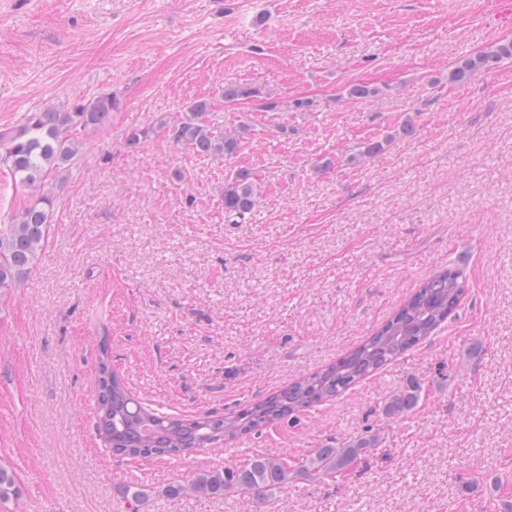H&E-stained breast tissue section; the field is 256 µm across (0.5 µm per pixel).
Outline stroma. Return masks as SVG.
Wrapping results in <instances>:
<instances>
[{
	"instance_id": "1",
	"label": "stroma",
	"mask_w": 512,
	"mask_h": 512,
	"mask_svg": "<svg viewBox=\"0 0 512 512\" xmlns=\"http://www.w3.org/2000/svg\"><path fill=\"white\" fill-rule=\"evenodd\" d=\"M497 0H0V128L116 95L111 121L50 176L47 245L0 296V512H256L169 484L257 455L298 467L370 431L368 463L299 478L271 512H512V63L464 85L459 61L512 40ZM257 90L225 105V84ZM375 88L348 97L350 85ZM205 99L231 160L174 143ZM310 100L307 108L297 107ZM415 133L402 134L404 123ZM138 151L126 146L139 129ZM381 150L358 162L364 143ZM262 195L229 222L224 186ZM469 293L437 332L354 389L220 448L119 458L95 432L98 347L149 411L224 414L336 360L435 271ZM419 383L408 416L377 413Z\"/></svg>"
}]
</instances>
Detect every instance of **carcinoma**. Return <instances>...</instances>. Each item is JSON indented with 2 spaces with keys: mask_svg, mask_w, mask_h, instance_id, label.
<instances>
[{
  "mask_svg": "<svg viewBox=\"0 0 512 512\" xmlns=\"http://www.w3.org/2000/svg\"><path fill=\"white\" fill-rule=\"evenodd\" d=\"M512 61V40H502L456 64L448 81L461 85L475 74L491 72ZM224 102L235 105L253 97V90L238 84L224 85ZM117 102L112 94L97 96L89 103H75L65 111L45 109L31 112L17 125L0 128V165L15 183L33 189L76 160L82 148L78 134L106 125ZM209 110L206 100L194 102L174 125L172 138L200 155L233 157L238 137L215 135L201 118ZM260 186L253 174L240 169L224 190V212L244 218L254 209ZM55 196L43 191L33 196L19 217L0 225V293L21 285L35 267L48 241ZM468 294V283L452 266L436 271L358 345L336 361L298 379L284 389L258 399L243 409L224 415L205 413L177 418L143 408L112 367L111 347L99 344L95 430L112 453L133 458H177L200 448H219L226 440L259 432L267 425L354 388L373 372L398 359L432 336L451 318ZM420 388L411 385L393 394L383 405L387 419L408 415L418 405ZM378 436L350 439L339 447L318 448L296 471V476L324 479L345 471L371 453ZM288 465L273 457L257 456L244 465L200 473L187 485H172L169 496L183 493L222 496L248 494L258 505L268 506L275 494L288 485ZM19 495L13 474L0 467V499Z\"/></svg>",
  "mask_w": 512,
  "mask_h": 512,
  "instance_id": "obj_1",
  "label": "carcinoma"
}]
</instances>
